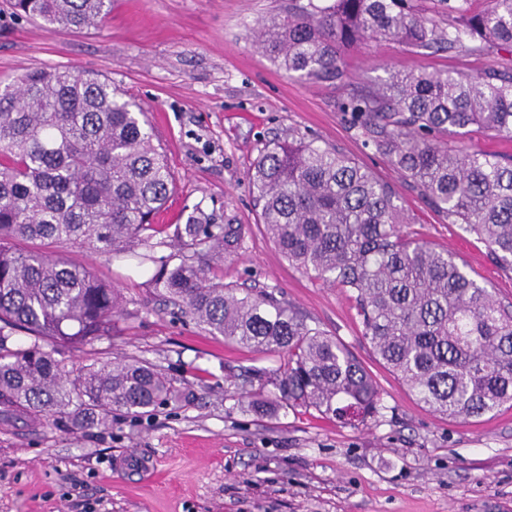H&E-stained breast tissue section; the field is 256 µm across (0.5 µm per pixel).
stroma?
Wrapping results in <instances>:
<instances>
[{"label":"stroma","mask_w":512,"mask_h":512,"mask_svg":"<svg viewBox=\"0 0 512 512\" xmlns=\"http://www.w3.org/2000/svg\"><path fill=\"white\" fill-rule=\"evenodd\" d=\"M288 0H111L92 29H46L0 0V84L36 67L112 82L148 112L176 178L168 223L202 204L216 223L241 224L239 260L225 281L279 296L351 350L375 379L382 410L349 422L316 411L273 414L247 405L246 372L276 356L225 342L186 321L155 291L152 261L72 244L59 253L118 285L125 308L111 333L67 352V369L129 356L161 369L178 401L106 429L0 421V512H512V408L472 423L418 404L374 355L345 289L290 265L258 224L249 169L272 139L336 146L391 184L406 231L448 248L467 275L512 302V270L476 235L448 223L352 128L343 100L404 73L512 67V58L411 51L371 42L348 51L345 83L289 76L253 30ZM80 488H73L72 480Z\"/></svg>","instance_id":"stroma-1"}]
</instances>
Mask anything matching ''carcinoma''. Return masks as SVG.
Wrapping results in <instances>:
<instances>
[{
    "label": "carcinoma",
    "mask_w": 512,
    "mask_h": 512,
    "mask_svg": "<svg viewBox=\"0 0 512 512\" xmlns=\"http://www.w3.org/2000/svg\"><path fill=\"white\" fill-rule=\"evenodd\" d=\"M109 2L14 6L49 29H89ZM471 2L437 0L440 20L416 13L413 0H288L256 39L288 74L329 85L347 79L344 52L367 42L512 56V0H486L479 13ZM342 110L449 223L512 269V157L448 141L472 125L512 134V72H390ZM250 181L273 243L304 273L351 291L374 353L420 403L464 421L512 406V308L450 250L402 231L390 185L339 150L300 140L268 143ZM175 187L147 116L108 81L33 68L0 88V416L92 430L172 400L167 375L134 358L66 370L64 351L112 334L122 294L60 253L16 247L19 239L66 242L147 260L136 249L152 250L163 233L178 262L161 263L154 289L209 334L282 357L274 391H249L251 406L377 416L380 391L343 344L274 292L224 284L214 261L241 254L243 225L216 224L199 204L183 224L154 223ZM17 333L30 343L9 346Z\"/></svg>",
    "instance_id": "cac0c4a2"
}]
</instances>
